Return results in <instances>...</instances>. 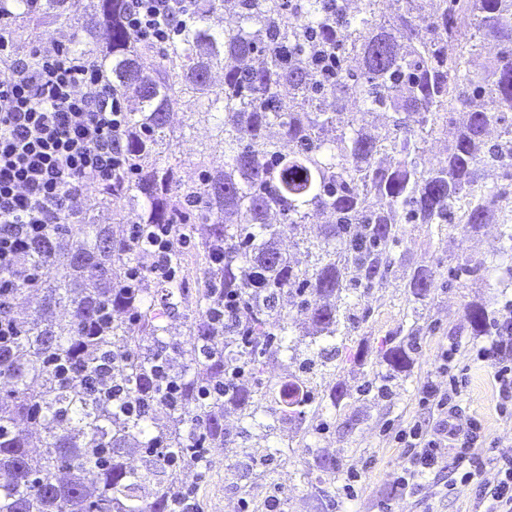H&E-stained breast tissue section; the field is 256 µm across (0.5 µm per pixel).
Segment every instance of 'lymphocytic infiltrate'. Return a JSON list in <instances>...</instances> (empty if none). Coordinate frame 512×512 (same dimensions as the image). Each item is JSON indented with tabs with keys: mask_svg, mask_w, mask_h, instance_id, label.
Returning <instances> with one entry per match:
<instances>
[{
	"mask_svg": "<svg viewBox=\"0 0 512 512\" xmlns=\"http://www.w3.org/2000/svg\"><path fill=\"white\" fill-rule=\"evenodd\" d=\"M195 0H129L127 21L139 37L166 44L176 33L172 11L189 15ZM10 19L0 15V305L12 289L35 278L25 262L27 246L62 219H77L85 189L111 181L127 161L112 137L124 131L122 93L103 79L96 61L56 42L38 47L30 59L10 56ZM492 375L499 416L512 420V299L494 315L487 331L468 346L443 348L437 372L447 384L427 380L419 404L430 426L411 421L393 440L406 450L395 485L400 495L423 490L430 473L453 466L458 480L474 485L485 512H512V458L490 459L485 427L467 410L471 364ZM495 465L497 479L481 476Z\"/></svg>",
	"mask_w": 512,
	"mask_h": 512,
	"instance_id": "1",
	"label": "lymphocytic infiltrate"
}]
</instances>
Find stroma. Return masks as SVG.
I'll return each instance as SVG.
<instances>
[{
	"label": "stroma",
	"instance_id": "obj_1",
	"mask_svg": "<svg viewBox=\"0 0 512 512\" xmlns=\"http://www.w3.org/2000/svg\"><path fill=\"white\" fill-rule=\"evenodd\" d=\"M72 29L66 25L41 23L18 29L10 51L27 57L34 46L67 42ZM212 125L200 122L190 136L175 141L172 161L181 179L197 178L199 150L211 141ZM498 227L485 225L471 232L465 225L437 227L410 224L397 251L403 263L395 265L387 281L363 291L354 310L357 326L346 343L358 351V360L337 357L326 367L306 373L299 359L282 354L265 360L254 381L259 403H267L270 385L284 378L306 376L315 398L328 395L333 385L343 386L346 395L339 407L309 414L303 423L280 421L274 430L248 428L246 420L228 414L224 418L231 442L223 453L222 467L208 465L205 482L188 477L185 485L196 490L203 512H225L248 497L253 512H261L271 489L280 488L288 500V512H379V503L393 500V487L405 463V451L396 445L390 431L417 419L431 425L432 417L418 404L421 384L433 376L443 346L465 342L471 328L465 319L470 305L480 304L496 311L503 298L495 275L459 281L454 269L462 256L482 258L498 245ZM427 265L436 272L430 296L410 306L403 285L415 266ZM422 317L415 336L407 372L392 374L383 359L385 342L391 332L410 321L412 310ZM467 404L484 419L493 456L512 457V422L499 418L495 410L487 368L472 366L468 377ZM248 438H240L241 428ZM285 446L286 453L263 464L243 458L245 448ZM336 462L333 475L315 465L316 456ZM361 472L358 496L346 501L343 491L347 470ZM395 512H483L472 487L455 484L452 468L433 472L422 492L394 500Z\"/></svg>",
	"mask_w": 512,
	"mask_h": 512
}]
</instances>
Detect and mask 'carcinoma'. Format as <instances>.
<instances>
[{"label":"carcinoma","mask_w":512,"mask_h":512,"mask_svg":"<svg viewBox=\"0 0 512 512\" xmlns=\"http://www.w3.org/2000/svg\"><path fill=\"white\" fill-rule=\"evenodd\" d=\"M392 18L378 0L353 17L346 0H196L180 34L158 50L128 27V0H90L69 49L84 53L108 33L100 63L131 101L116 135L137 175L100 185V205L128 207L138 243L112 224L83 217L48 229L29 263L53 270L15 289L7 303L17 331L0 344V512H176L187 497L182 473L210 459L191 448L224 449V415L257 419L253 375L264 356L296 352L284 295L314 327L317 356L348 350L353 330L337 302L365 284L381 283L401 257L393 253L404 224H447L467 201L462 223L500 227L491 259L463 258L469 277L495 272L512 288V224L502 202L512 194L488 186L486 168L512 173V0H400ZM11 18L30 24L69 20L82 0H0ZM497 52L484 73H462L476 43ZM159 57L147 70L143 60ZM224 82L211 81L213 73ZM193 106L182 129L214 112L212 144L199 151V181L185 185L169 162V115L181 96ZM392 113L380 139L365 116ZM459 116L448 154L426 165L429 137ZM497 125L503 137L487 146ZM327 215L315 238L299 240L311 265L301 268L277 239ZM171 225L164 264L179 279L126 271L153 245L156 226ZM208 225L193 252L184 242ZM435 271L414 268L405 288L422 301ZM32 291L41 304L21 318ZM245 305L223 321L224 296ZM190 311L184 344L165 341L166 318ZM65 316H56V310ZM472 335L491 322L474 305ZM416 323L386 341L385 360L400 373L409 363ZM245 371L235 393L217 391L224 376ZM155 391L149 402L141 393ZM266 412L301 421L315 397L291 379L269 387ZM44 423V449H30L29 425ZM154 449L142 468L128 456Z\"/></svg>","instance_id":"cac0c4a2"}]
</instances>
